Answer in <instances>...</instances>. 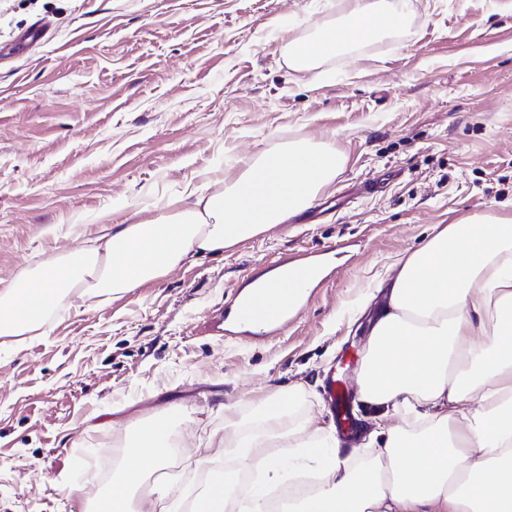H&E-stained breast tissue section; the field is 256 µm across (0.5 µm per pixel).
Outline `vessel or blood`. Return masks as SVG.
<instances>
[{"instance_id": "1", "label": "vessel or blood", "mask_w": 512, "mask_h": 512, "mask_svg": "<svg viewBox=\"0 0 512 512\" xmlns=\"http://www.w3.org/2000/svg\"><path fill=\"white\" fill-rule=\"evenodd\" d=\"M331 252H324L316 262L299 258L288 267L293 279L307 277L310 268L326 270L332 263ZM265 274L257 272L247 277L240 289L225 302L223 309L208 322L214 335H247L255 339L265 338L278 332L287 323L294 306L283 302L271 304L269 291L263 286ZM325 388L332 399L336 425L340 431L351 430L354 424L351 398L346 386L336 379H327Z\"/></svg>"}]
</instances>
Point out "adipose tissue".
Here are the masks:
<instances>
[{"instance_id":"ef3b65f1","label":"adipose tissue","mask_w":512,"mask_h":512,"mask_svg":"<svg viewBox=\"0 0 512 512\" xmlns=\"http://www.w3.org/2000/svg\"><path fill=\"white\" fill-rule=\"evenodd\" d=\"M402 24L391 0H345L338 19L313 21L309 39L289 43L288 66L309 72ZM344 165L329 143H285L242 160L220 189L169 202L153 220L105 225L79 251L0 289V338L43 329L65 299L106 304L189 256L223 253L285 223ZM357 386L376 411L366 456L278 431L283 406L274 397L257 414L267 437L284 441L287 466L257 457L256 440L226 414L224 445L239 469L200 490L189 512H267L269 486L305 470L317 485L289 497L288 512H512V216L464 218L397 261ZM174 453L167 420L153 415L123 450L108 512H134L147 476L170 481Z\"/></svg>"}]
</instances>
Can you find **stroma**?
<instances>
[{
    "label": "stroma",
    "instance_id": "1",
    "mask_svg": "<svg viewBox=\"0 0 512 512\" xmlns=\"http://www.w3.org/2000/svg\"><path fill=\"white\" fill-rule=\"evenodd\" d=\"M393 3L400 33L297 73L288 43L342 0H0V288L275 145L346 158L288 223L8 338L0 512H84L112 491L103 456L156 411L175 424L172 500L233 462L225 409L258 435L252 413L276 393L289 426L334 437L325 381L355 388L348 355L394 262L462 217L512 215V0ZM330 248L331 276L277 336L203 333L260 264Z\"/></svg>",
    "mask_w": 512,
    "mask_h": 512
}]
</instances>
